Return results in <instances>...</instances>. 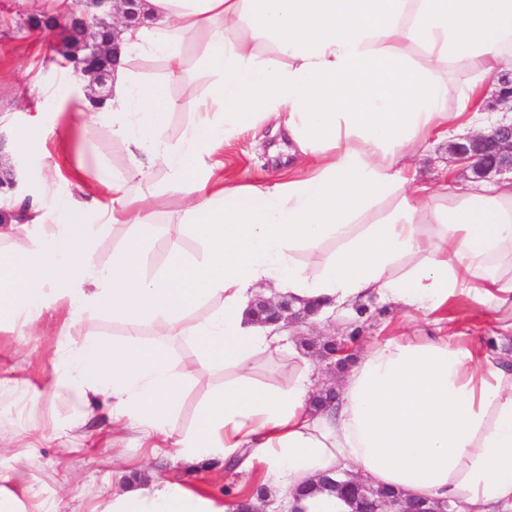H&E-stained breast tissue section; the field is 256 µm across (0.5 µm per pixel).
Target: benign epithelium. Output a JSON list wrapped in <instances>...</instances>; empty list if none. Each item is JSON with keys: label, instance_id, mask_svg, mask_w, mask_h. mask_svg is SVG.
Instances as JSON below:
<instances>
[{"label": "benign epithelium", "instance_id": "benign-epithelium-1", "mask_svg": "<svg viewBox=\"0 0 512 512\" xmlns=\"http://www.w3.org/2000/svg\"><path fill=\"white\" fill-rule=\"evenodd\" d=\"M96 13L86 10L68 15L65 27L78 26L87 31L82 45V56L75 72L87 81L88 94L104 97L109 90V81L117 63L118 27L138 19L137 0H93ZM486 110L502 114L501 120L487 133L464 138L462 142H448L450 161L459 164L475 179L493 181L509 174L512 176V71L498 77L497 88ZM319 306L302 302L286 294L272 298L258 296L252 306L254 318L261 323L284 322L289 327L308 323L317 314ZM320 360L329 369H337L336 357L350 354L351 348L334 339L321 343ZM322 484L340 493L358 505L366 500L368 481L359 477L340 483L328 477ZM367 512H455L452 506L437 508L426 498H397L375 502Z\"/></svg>", "mask_w": 512, "mask_h": 512}]
</instances>
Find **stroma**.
I'll return each mask as SVG.
<instances>
[{
    "instance_id": "35a3bbf8",
    "label": "stroma",
    "mask_w": 512,
    "mask_h": 512,
    "mask_svg": "<svg viewBox=\"0 0 512 512\" xmlns=\"http://www.w3.org/2000/svg\"><path fill=\"white\" fill-rule=\"evenodd\" d=\"M48 0H0V172L14 176V199L40 200L43 188L35 173L55 159L59 172L53 190L63 201L79 198L73 175L76 146H63V128H78L77 115L59 117L49 92L71 88L73 67L61 66L56 48L58 31L29 28L30 15L44 11ZM269 127L244 131L215 149L209 162L229 183L263 185L287 174L288 165L273 159L276 139ZM90 138L96 163L122 170L129 164L124 146L112 139L108 121L92 126ZM138 193L158 196L161 215L156 236L145 257L148 271L160 269L169 252V222L180 215L181 188L159 168L135 186ZM368 313L343 321H323L305 327V334H358V351L410 331L409 313L368 301ZM494 312L459 300L448 310V333L487 340L497 333ZM117 327L111 316L90 312L82 321L64 326L62 310L48 311L32 330H0V434L9 446L0 452V473H13L17 459L29 465L7 490L16 512H30L40 502L44 512H102L106 499L123 481L148 482L158 475L217 505L240 504L241 491L255 493L259 470L231 469L222 462L188 463L163 438L145 439L134 429L112 422L100 405L83 408L63 396L44 394L63 348L68 344L111 341ZM224 385V370L216 368L184 379L182 395L172 416L176 436L190 435L200 407Z\"/></svg>"
}]
</instances>
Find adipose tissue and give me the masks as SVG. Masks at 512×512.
Wrapping results in <instances>:
<instances>
[{
  "instance_id": "1",
  "label": "adipose tissue",
  "mask_w": 512,
  "mask_h": 512,
  "mask_svg": "<svg viewBox=\"0 0 512 512\" xmlns=\"http://www.w3.org/2000/svg\"><path fill=\"white\" fill-rule=\"evenodd\" d=\"M123 27L108 98L56 94V110L112 119L132 162L123 174L77 161L82 200L46 192L38 222L59 225L22 254L0 252V322L33 327L44 309L65 323L111 314L121 337L70 346L48 393L112 402V420L143 437L171 432L184 377L233 370L176 441L187 461L214 458L262 470L288 512H349L310 492L354 472L409 498L457 512H512V181L430 185L416 156L443 140L489 130V80L512 67V0H139ZM194 80L208 89L176 145L158 132ZM165 62L168 81L131 63ZM272 122L299 157L287 180L230 185L204 161L216 145ZM156 167L183 187L182 223L203 259L172 244L147 273L157 210L129 184ZM121 225L109 267L93 227ZM319 303L320 318L373 298L436 317L464 296L497 313L496 348L412 332L374 344L344 371L333 407L319 410L312 369L287 387L259 383L253 363L291 343L288 329L248 316L260 288ZM188 337L198 357L177 365L144 327ZM104 512H223L178 484L113 494Z\"/></svg>"
}]
</instances>
